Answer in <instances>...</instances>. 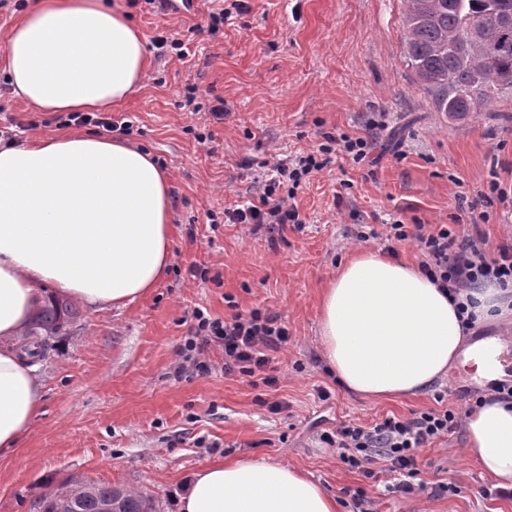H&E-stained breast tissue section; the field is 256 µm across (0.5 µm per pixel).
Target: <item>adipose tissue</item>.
Returning a JSON list of instances; mask_svg holds the SVG:
<instances>
[{
    "label": "adipose tissue",
    "instance_id": "adipose-tissue-1",
    "mask_svg": "<svg viewBox=\"0 0 512 512\" xmlns=\"http://www.w3.org/2000/svg\"><path fill=\"white\" fill-rule=\"evenodd\" d=\"M144 35L120 0H32L0 40V72L40 112L105 111L144 80ZM170 177L152 154L90 133L0 143V451L18 446L41 384L16 340L48 291L122 307L163 280L173 253ZM499 337L467 344L453 302L420 271L364 250L320 301L319 342L344 390L371 402L415 396L460 365L493 381L512 342V285L471 290ZM464 455L512 488V403L467 410ZM177 512H336L318 483L278 462L206 464Z\"/></svg>",
    "mask_w": 512,
    "mask_h": 512
}]
</instances>
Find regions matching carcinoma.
Wrapping results in <instances>:
<instances>
[{"instance_id":"carcinoma-1","label":"carcinoma","mask_w":512,"mask_h":512,"mask_svg":"<svg viewBox=\"0 0 512 512\" xmlns=\"http://www.w3.org/2000/svg\"><path fill=\"white\" fill-rule=\"evenodd\" d=\"M503 10L512 11V0H403L407 65L445 117L486 111L512 94V29L500 26ZM473 20L483 24L481 44L448 46L449 39ZM78 317L69 301L50 299L19 336L21 351L45 357L52 338L69 334ZM106 502L115 512H155L151 498L108 484H82L67 498L49 493L42 499L43 512H102Z\"/></svg>"}]
</instances>
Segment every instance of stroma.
Returning <instances> with one entry per match:
<instances>
[{
	"label": "stroma",
	"instance_id": "obj_1",
	"mask_svg": "<svg viewBox=\"0 0 512 512\" xmlns=\"http://www.w3.org/2000/svg\"><path fill=\"white\" fill-rule=\"evenodd\" d=\"M146 38L205 24L206 10L163 14L126 0ZM401 0H247L216 33L195 36L187 59L153 62L119 107L129 143L150 151L171 176L174 259L151 293L121 308L80 305L70 335L37 364L41 412L18 448L0 453V512H42L45 493L89 483L134 488L176 512V498L200 467L230 458L272 459L312 476L358 512L352 492L378 498L379 512H407L411 498L384 494L393 474L372 481L348 471L322 432L367 425L447 404L468 409L487 393L471 369L427 392L373 404L339 385L322 355V290L360 247L394 248L416 265L413 244L389 245L387 226L448 224L487 185L512 179V97L491 111L452 119L436 112L404 52ZM223 108V121L212 117ZM387 129L370 131L376 113ZM66 115L39 112L0 74V129L13 142L62 133ZM374 135L368 162L337 160L295 191L305 222L275 235L247 234L225 211L269 178L273 157L300 156L323 133ZM206 144H199L201 136ZM370 233L367 243L357 239ZM278 316L290 341L271 363L268 387L224 373L211 347L208 372L176 375L195 312L211 318ZM330 399L321 400V390ZM464 431L419 451L421 497L430 512H512V500L483 498L490 481L467 462ZM446 484L447 494H430Z\"/></svg>",
	"mask_w": 512,
	"mask_h": 512
}]
</instances>
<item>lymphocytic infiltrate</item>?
Wrapping results in <instances>:
<instances>
[{
    "instance_id": "lymphocytic-infiltrate-1",
    "label": "lymphocytic infiltrate",
    "mask_w": 512,
    "mask_h": 512,
    "mask_svg": "<svg viewBox=\"0 0 512 512\" xmlns=\"http://www.w3.org/2000/svg\"><path fill=\"white\" fill-rule=\"evenodd\" d=\"M371 149L365 137L325 135L317 153L295 158L275 159L271 179L258 183L256 200L227 214L230 223L249 224L253 228L276 229L285 225L301 226L302 219L295 205L287 203L278 190L281 184L300 186L310 173L327 167L328 157L340 153L353 163L366 160ZM390 242H411L422 255L420 272L455 302L464 314L465 330L476 327L474 315L460 297L483 282L512 284V246H499L496 252L486 250L483 235L462 234L456 225H407L393 223L386 236ZM187 352L179 363V370L194 368L207 372L205 355L211 345L224 351V372L230 376L261 377L264 385L272 386L276 376L267 372L272 353L287 347L288 328L277 317L254 311L249 315L236 314L228 319L208 318L197 314L196 322L188 330ZM463 421L462 412L453 406L415 412L411 415H387L370 425L340 423L332 431L320 436L327 447L338 449L340 461L348 470L372 478L378 469L393 473L398 478L397 489L406 494L424 491L419 482L420 470L416 453L448 437Z\"/></svg>"
}]
</instances>
